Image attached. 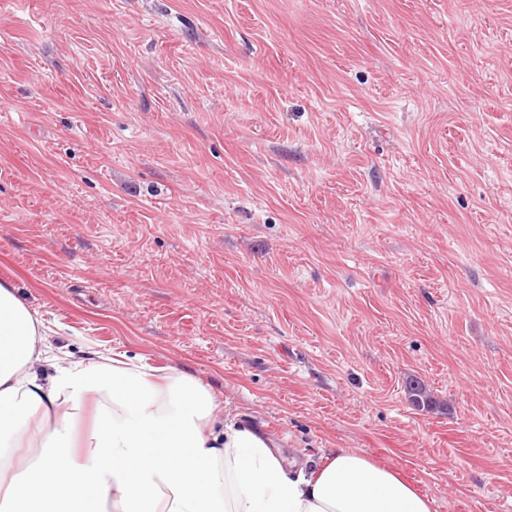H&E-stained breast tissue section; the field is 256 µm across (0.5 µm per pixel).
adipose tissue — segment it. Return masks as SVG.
<instances>
[{
    "instance_id": "obj_1",
    "label": "adipose tissue",
    "mask_w": 512,
    "mask_h": 512,
    "mask_svg": "<svg viewBox=\"0 0 512 512\" xmlns=\"http://www.w3.org/2000/svg\"><path fill=\"white\" fill-rule=\"evenodd\" d=\"M47 329L0 283V512H431L399 469L348 448L310 472L182 372L48 360ZM93 423L76 432L87 401ZM39 447L21 462L23 448Z\"/></svg>"
}]
</instances>
